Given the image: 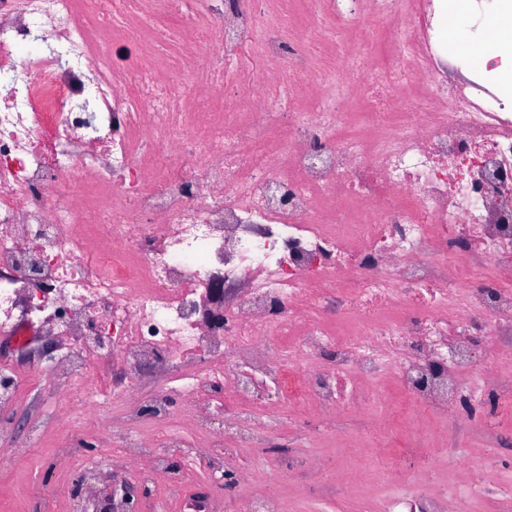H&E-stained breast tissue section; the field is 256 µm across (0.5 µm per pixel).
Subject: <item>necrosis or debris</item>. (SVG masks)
<instances>
[{
  "label": "necrosis or debris",
  "instance_id": "4bbe7bcc",
  "mask_svg": "<svg viewBox=\"0 0 512 512\" xmlns=\"http://www.w3.org/2000/svg\"><path fill=\"white\" fill-rule=\"evenodd\" d=\"M281 2L0 0V333L54 340L50 387L112 434L72 512L106 478L107 512L129 479L215 512L177 453L216 473L251 448L334 490L269 432L382 410L392 384L415 433L450 417L491 446L512 417V108L492 75L453 80L444 0H305L298 38ZM365 15L394 48L355 84ZM245 54L261 82L225 90ZM461 470L444 499L393 474L371 512H476L491 471ZM263 476L233 473L240 512H289Z\"/></svg>",
  "mask_w": 512,
  "mask_h": 512
}]
</instances>
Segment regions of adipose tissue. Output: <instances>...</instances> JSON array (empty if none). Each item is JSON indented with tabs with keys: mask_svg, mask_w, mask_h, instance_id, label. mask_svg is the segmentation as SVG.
<instances>
[{
	"mask_svg": "<svg viewBox=\"0 0 512 512\" xmlns=\"http://www.w3.org/2000/svg\"><path fill=\"white\" fill-rule=\"evenodd\" d=\"M466 13L467 0H450L445 20L449 39L464 44L476 64L483 65L489 60L497 59L504 68L512 69V13L492 16L484 39L478 43H471L466 39Z\"/></svg>",
	"mask_w": 512,
	"mask_h": 512,
	"instance_id": "1",
	"label": "adipose tissue"
}]
</instances>
